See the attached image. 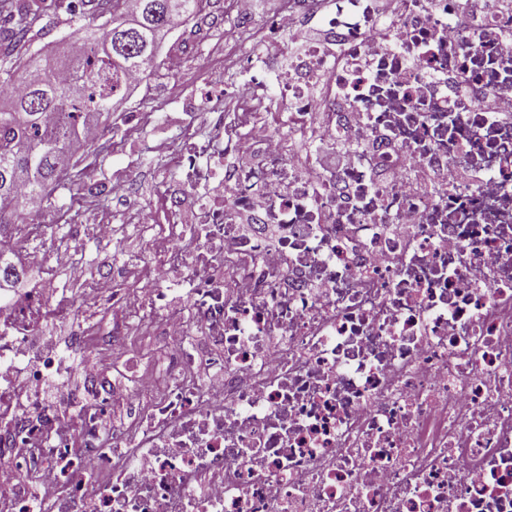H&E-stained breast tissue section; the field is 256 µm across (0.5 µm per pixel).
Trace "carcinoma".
Wrapping results in <instances>:
<instances>
[{"instance_id":"carcinoma-1","label":"carcinoma","mask_w":512,"mask_h":512,"mask_svg":"<svg viewBox=\"0 0 512 512\" xmlns=\"http://www.w3.org/2000/svg\"><path fill=\"white\" fill-rule=\"evenodd\" d=\"M208 0H0V89L20 83V95L0 108V237H17L29 208L55 207L54 193L77 183L72 147L85 130L112 120V103L136 71L156 65L161 40L179 16L188 21ZM87 17L80 56L50 65L21 52L48 32L49 11L60 7Z\"/></svg>"}]
</instances>
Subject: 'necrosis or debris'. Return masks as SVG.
Segmentation results:
<instances>
[{
    "label": "necrosis or debris",
    "instance_id": "4bbe7bcc",
    "mask_svg": "<svg viewBox=\"0 0 512 512\" xmlns=\"http://www.w3.org/2000/svg\"><path fill=\"white\" fill-rule=\"evenodd\" d=\"M372 3L334 0L327 43L252 58L238 109L187 131L166 224L135 227L158 258L126 321L162 377L92 369L75 412L15 406L13 368L64 372L48 322L128 355L92 312L140 254L81 277L79 221L38 253L78 289L0 311L5 512H512V5ZM299 143L358 149L324 170ZM137 352L130 354L129 357H133L137 360V363L134 361L129 365L130 367L139 364L140 362L147 365L157 372H162L164 367V361L162 356L159 353V349L157 345L153 342L152 338L148 336H142L137 342Z\"/></svg>",
    "mask_w": 512,
    "mask_h": 512
}]
</instances>
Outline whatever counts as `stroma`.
<instances>
[{
    "instance_id": "stroma-1",
    "label": "stroma",
    "mask_w": 512,
    "mask_h": 512,
    "mask_svg": "<svg viewBox=\"0 0 512 512\" xmlns=\"http://www.w3.org/2000/svg\"><path fill=\"white\" fill-rule=\"evenodd\" d=\"M206 13V18L194 20L183 30L180 39L191 49L180 56L177 65L169 63L175 40L165 39L158 68L126 93L112 125L100 126L98 137L80 153L83 187L57 191L55 210L32 212L34 223L64 224L72 216L92 211L109 217L117 235L132 238L133 252H143L144 243L135 237L133 221L123 206L109 194L89 199L84 187L130 180L146 219L162 223L158 197L178 181L172 157L182 148L187 127L195 113L230 108L229 91L247 76V58L256 51L254 43L241 35L243 24L233 13L231 0H210ZM134 111L150 113V123L129 124L127 116Z\"/></svg>"
}]
</instances>
